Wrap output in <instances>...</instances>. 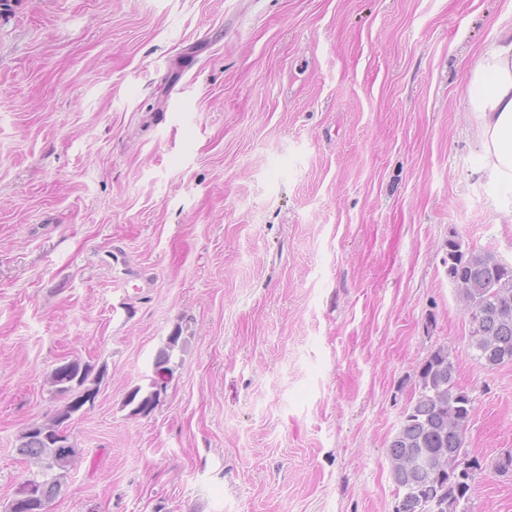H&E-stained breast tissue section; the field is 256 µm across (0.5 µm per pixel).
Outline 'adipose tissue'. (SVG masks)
<instances>
[{
    "mask_svg": "<svg viewBox=\"0 0 512 512\" xmlns=\"http://www.w3.org/2000/svg\"><path fill=\"white\" fill-rule=\"evenodd\" d=\"M468 89V107L479 118L480 172L512 206V30L498 33L471 71Z\"/></svg>",
    "mask_w": 512,
    "mask_h": 512,
    "instance_id": "obj_1",
    "label": "adipose tissue"
}]
</instances>
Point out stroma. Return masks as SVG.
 Listing matches in <instances>:
<instances>
[{
  "label": "stroma",
  "instance_id": "stroma-1",
  "mask_svg": "<svg viewBox=\"0 0 512 512\" xmlns=\"http://www.w3.org/2000/svg\"><path fill=\"white\" fill-rule=\"evenodd\" d=\"M512 0H19L0 13V512L17 437L103 371L49 512H394L389 445L447 348L512 512V362L448 240L512 265L468 77ZM160 404L134 416L175 327ZM92 366L80 359H72L56 367L48 376V384L55 395L61 394L62 387H67L66 412L79 410L90 397L95 395L93 384L100 381V376L91 379ZM82 388V390H81ZM94 390V391H90Z\"/></svg>",
  "mask_w": 512,
  "mask_h": 512
}]
</instances>
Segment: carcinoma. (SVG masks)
I'll use <instances>...</instances> for the list:
<instances>
[{"instance_id": "1", "label": "carcinoma", "mask_w": 512, "mask_h": 512, "mask_svg": "<svg viewBox=\"0 0 512 512\" xmlns=\"http://www.w3.org/2000/svg\"><path fill=\"white\" fill-rule=\"evenodd\" d=\"M448 280L465 296L477 312L476 324L469 328V347L485 365L493 368L512 362V269L500 265L492 254L462 249L460 242L448 240ZM187 337L177 327L154 360L153 376L147 388L136 387L125 404L132 414H147L160 402L158 377L172 376L175 351H184ZM92 366L79 359L66 361L48 376L54 394L68 390L66 411L79 410L95 395ZM418 395L406 410L389 445L391 476L399 505L395 512H423L424 505H438V512H466L470 481L480 467L477 459L462 465L466 434L472 418V401L455 382V366L448 350L441 347L421 365L417 373ZM63 410L36 425V431L22 433L17 452L31 469L27 477L38 489L35 512H48L51 501L74 467L79 449L75 445H51L43 432L52 428Z\"/></svg>"}]
</instances>
